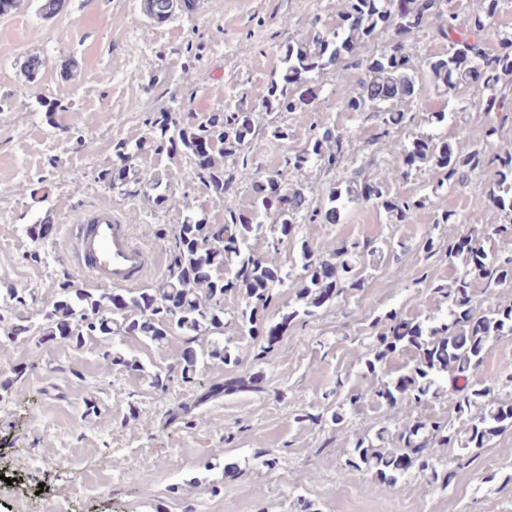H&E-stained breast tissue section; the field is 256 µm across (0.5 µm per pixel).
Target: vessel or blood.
I'll return each instance as SVG.
<instances>
[{
  "label": "vessel or blood",
  "mask_w": 512,
  "mask_h": 512,
  "mask_svg": "<svg viewBox=\"0 0 512 512\" xmlns=\"http://www.w3.org/2000/svg\"><path fill=\"white\" fill-rule=\"evenodd\" d=\"M68 257L90 283L121 290L140 285L155 260L108 207L86 211L72 225Z\"/></svg>",
  "instance_id": "vessel-or-blood-1"
}]
</instances>
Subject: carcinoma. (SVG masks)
<instances>
[{
	"label": "carcinoma",
	"instance_id": "cac0c4a2",
	"mask_svg": "<svg viewBox=\"0 0 512 512\" xmlns=\"http://www.w3.org/2000/svg\"><path fill=\"white\" fill-rule=\"evenodd\" d=\"M499 3L467 0L461 14L449 6V0H344L336 27L323 32L315 22L309 36L288 42L279 79L271 82L265 99L269 112H304L319 98L322 88L316 79L326 69L354 70L359 76L343 88L340 106L347 112L372 114L380 129L376 138H389L403 129L405 112L398 106L420 96L417 73L424 71L438 96L446 98L468 85L478 95L482 111L491 115L475 130L458 128L469 143L465 151L446 137L415 133L396 158L401 178L428 171L437 190L467 184L484 197L486 209L477 218L458 220L471 233L448 238V265L460 267V272L446 284H431L448 300V313L418 320L394 311L367 347L365 367L370 372L392 354L412 353L400 374L374 393V400L396 410L393 430L384 429L376 437L382 442L389 433L399 447L378 448L369 435L362 434L354 443V458L348 461L354 468L364 465L375 470L381 485L393 484L412 471L447 483L448 472H439V449L485 448L512 430V402H501L494 397V389L474 383L494 343L512 336V302L487 304L475 289L477 282L485 291L512 288V249L498 248L500 240L512 239V143L500 144L504 129L512 128V33L501 34L492 50L485 47L484 38L496 22ZM173 11L174 0H147L152 17L165 18ZM383 32L387 40L379 53L366 58L355 54L358 46ZM420 32L447 44L446 53L413 62L404 52V39ZM151 123L160 130V149L177 142L193 156L204 140L221 144L222 154L233 156L248 144L253 132L250 113L241 110L213 113L198 124L182 126L172 113L157 112ZM355 137V130L325 125L289 154L286 163L299 172L310 166L338 170L344 167ZM485 172L489 177L483 180ZM198 176L220 201L234 182L251 184V209L231 215L222 224L176 225L177 252L162 287L127 295L103 288L93 294L67 280L60 284L52 308L40 314V321L22 318L7 332L8 338L30 334L40 343L55 341L73 349L94 339L107 376L114 366L145 370L139 360L126 357L112 344V324L127 336H139L156 346L179 331L184 335L180 372H152L154 388L167 392L177 382L193 383L205 362L218 360L241 371L201 386L197 403L255 391L261 379L258 367L286 335L290 323L336 302L349 289L363 287L364 279L351 264L360 245L343 241L328 260L303 241L297 247L300 273L296 275L302 284L297 292L301 305L271 323L267 309L290 275L254 253L251 240L269 231L275 234L271 247L276 251L284 240H293L297 221L310 224L322 217L334 222L345 203L355 198L380 206L395 224L411 219L426 201L423 196L393 194L381 182L349 178L337 181L320 208L304 189L284 194L276 175H262L245 165L228 173L211 160ZM231 291L244 302L237 326L251 339L253 354L247 362L224 345V294ZM443 375L448 377L446 392L455 414L448 420L426 413L440 397L437 379ZM457 420L466 424L462 436L455 431Z\"/></svg>",
	"mask_w": 512,
	"mask_h": 512
}]
</instances>
